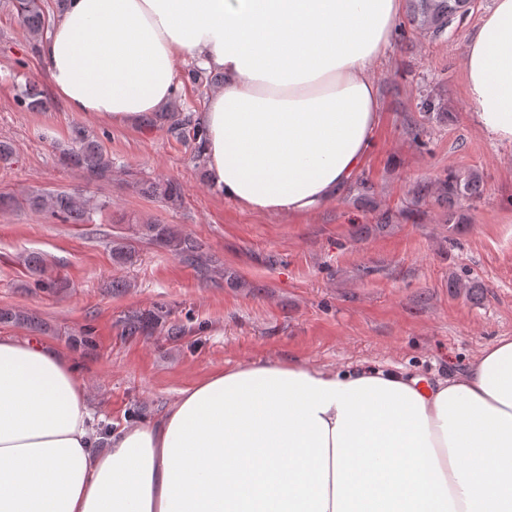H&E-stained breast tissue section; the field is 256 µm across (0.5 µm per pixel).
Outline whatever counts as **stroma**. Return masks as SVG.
Instances as JSON below:
<instances>
[{
	"instance_id": "obj_1",
	"label": "stroma",
	"mask_w": 512,
	"mask_h": 512,
	"mask_svg": "<svg viewBox=\"0 0 512 512\" xmlns=\"http://www.w3.org/2000/svg\"><path fill=\"white\" fill-rule=\"evenodd\" d=\"M493 0H471L445 39L394 37L377 61L380 113L374 146L356 185L301 219L260 214L224 199L192 159V144L167 125L116 126L68 111L54 96L48 65L23 30L11 0H0V309L23 310L37 326L0 322L1 337L37 338L69 354L104 421L120 428L151 420L180 391L228 366L255 360L306 361L334 368L386 367L429 382L453 379L497 339L512 338V144L473 122L462 60ZM34 83L49 96L42 112L16 95ZM432 98L448 120L433 123L426 148L413 140L420 103ZM98 136L112 173L87 183L59 151L73 125ZM474 171L480 202L462 206L467 227L448 240V206L412 189L448 170ZM172 179L179 207L140 195L138 181ZM65 190L109 200L91 222L68 224L24 206L32 193ZM192 236L220 264L203 276L144 234L146 222ZM365 225L355 237V225ZM135 253L122 264L113 242ZM43 258L41 274L23 263ZM44 287H37V280ZM475 283L459 292L455 281ZM172 337L127 335L132 312L157 307Z\"/></svg>"
}]
</instances>
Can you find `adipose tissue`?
<instances>
[{
  "mask_svg": "<svg viewBox=\"0 0 512 512\" xmlns=\"http://www.w3.org/2000/svg\"><path fill=\"white\" fill-rule=\"evenodd\" d=\"M403 0H67L42 44L67 109L140 122L192 60L224 75L197 120L211 183L303 218L363 164L371 71ZM479 129L512 144V0L463 59ZM99 428L75 364L0 337V512H512V338L433 384L278 360L216 371L155 421Z\"/></svg>",
  "mask_w": 512,
  "mask_h": 512,
  "instance_id": "ef3b65f1",
  "label": "adipose tissue"
}]
</instances>
